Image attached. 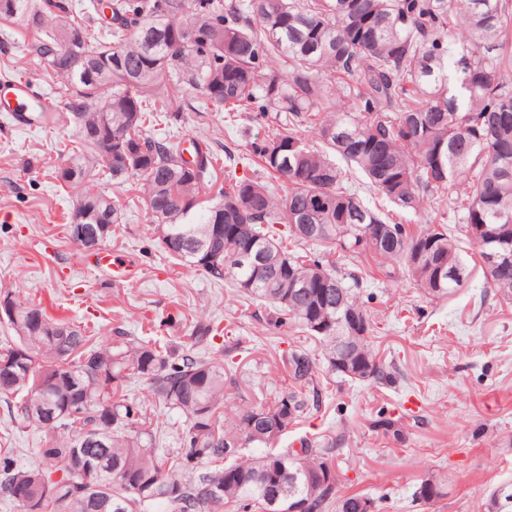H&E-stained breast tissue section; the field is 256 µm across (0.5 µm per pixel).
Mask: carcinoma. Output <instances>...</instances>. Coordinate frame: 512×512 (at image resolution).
<instances>
[{
  "mask_svg": "<svg viewBox=\"0 0 512 512\" xmlns=\"http://www.w3.org/2000/svg\"><path fill=\"white\" fill-rule=\"evenodd\" d=\"M106 22L112 40L92 26ZM0 19L33 37L43 67L67 78L69 113L41 112L37 123L73 120L110 180L135 177L165 252L227 281L272 309L320 346L289 350L290 387L256 401L240 386L233 355L250 339L218 346L219 325L199 321L188 340L165 345L117 330L102 339L55 319L28 300L0 295V396L11 423L50 434L36 463L0 456V495L19 512H365V495H342L336 478L337 436L275 444L321 412L319 370L347 382L388 385L395 370L370 341L372 313L360 299L371 280H407L422 297L444 301L469 272L459 238L446 224L415 228L366 206L339 161L358 170L381 200L401 213L425 203L448 205L477 246L485 281L512 300V28L509 0H99L87 10L70 0H0ZM273 58L278 68L259 70ZM188 84L226 112H259L276 128L254 143L266 178L228 172L219 202L200 196L216 158L195 146L146 133L142 104L159 99L178 112ZM313 135L324 143L308 145ZM57 178L77 190L66 238L82 250L81 227L104 241L120 214L77 154ZM283 187V193L275 192ZM365 259L340 273L308 255ZM448 269L438 280L437 268ZM147 398L186 418L176 449L163 448L155 412L129 400L132 380ZM408 423L375 427L400 440ZM266 452L247 456L243 449ZM508 492L494 488L487 512H512ZM448 483L429 474L414 499L431 504Z\"/></svg>",
  "mask_w": 512,
  "mask_h": 512,
  "instance_id": "1",
  "label": "carcinoma"
}]
</instances>
